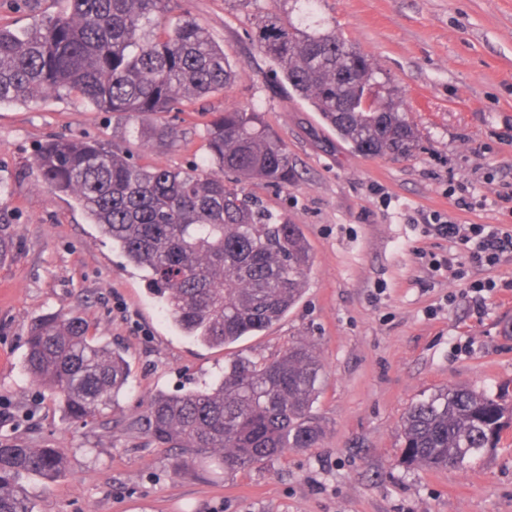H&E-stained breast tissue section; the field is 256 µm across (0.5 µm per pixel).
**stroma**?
<instances>
[{"label":"stroma","mask_w":512,"mask_h":512,"mask_svg":"<svg viewBox=\"0 0 512 512\" xmlns=\"http://www.w3.org/2000/svg\"><path fill=\"white\" fill-rule=\"evenodd\" d=\"M63 0H0V26L23 29ZM280 0H170L223 45L233 80L184 111L152 117L172 129L162 147L129 136L132 119L84 101L47 98L0 107V439L61 449L64 474L31 479L34 512H512V427L477 464L412 470L401 463L409 406L452 385L512 395V253L493 266L425 229L431 216L491 224L512 235V0H318L317 16L368 54L421 138L412 156L366 157L326 127L291 89L276 85L253 32ZM253 107L295 166L288 187L245 191L301 226L314 255L305 294L270 328L208 348L167 320L140 272L123 265L75 201L52 194L33 164L57 136L118 145L133 161L185 168L207 155L209 113ZM462 184L481 197L459 209ZM494 281L482 309L473 285ZM78 315L90 335L125 353L130 376L116 409L68 419L25 372L29 327L50 312ZM324 366L314 406L319 447L288 449L234 473L207 464L174 470L179 451L146 433L157 392L210 379L242 354L260 361L293 342Z\"/></svg>","instance_id":"35a3bbf8"}]
</instances>
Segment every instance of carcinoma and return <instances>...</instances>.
I'll return each mask as SVG.
<instances>
[{
    "mask_svg": "<svg viewBox=\"0 0 512 512\" xmlns=\"http://www.w3.org/2000/svg\"><path fill=\"white\" fill-rule=\"evenodd\" d=\"M68 11L21 32L0 27V107L49 97H79L97 112L144 120L179 112L184 102L224 91L233 73L224 47L185 14L164 22L169 0H68ZM295 24L277 12L254 40L286 84L324 123L368 157L413 154L418 135L375 88L369 56L314 19ZM208 156L168 169L138 164L106 144L56 138L34 157L44 183L74 198L88 223L142 271L165 299L167 319L208 347H226L283 318L307 287L313 257L298 224L256 207L244 184L284 187L295 177L288 149L253 108L211 113ZM161 143L166 127L141 124ZM24 368L74 420L114 407L128 385L123 352L88 335L79 316L47 314L30 326ZM322 364L295 342L263 363L237 356L201 388L161 393L146 420L152 440L180 448L177 468L210 459L235 472L316 448L313 413ZM512 406L467 386L413 403L402 425L401 462L427 470L462 467L496 447ZM65 468L56 448L0 442V512H34L25 480L52 481Z\"/></svg>",
    "mask_w": 512,
    "mask_h": 512,
    "instance_id": "1",
    "label": "carcinoma"
}]
</instances>
